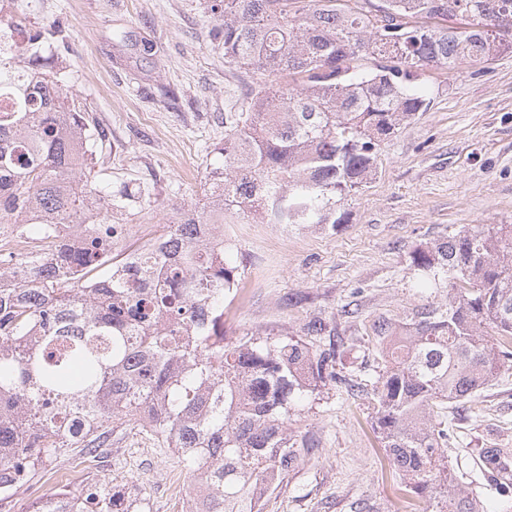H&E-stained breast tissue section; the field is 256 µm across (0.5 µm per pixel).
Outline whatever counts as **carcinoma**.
Wrapping results in <instances>:
<instances>
[{"label":"carcinoma","mask_w":512,"mask_h":512,"mask_svg":"<svg viewBox=\"0 0 512 512\" xmlns=\"http://www.w3.org/2000/svg\"><path fill=\"white\" fill-rule=\"evenodd\" d=\"M298 2L219 0L224 58L292 84L262 87L224 114L209 201L180 210L162 257L145 250L123 268L125 225L105 216L81 249L57 244L49 264L0 250L1 494L136 425L177 451L204 493L200 512H263L264 495L315 448L292 417L342 384L371 387L389 462L425 512H479L448 471L445 409L475 415L478 392L512 367V224L413 254L423 292H438L443 277L448 302L373 324L368 341L384 367L369 385L336 370L334 339L224 335L237 266L224 241L201 242L193 226L247 213L336 230L337 204L372 175L380 143L427 110L421 72L512 48L497 37L512 30V0H384L373 12ZM458 15L465 32L424 23ZM20 32L0 48V94L18 102L0 111V223L34 210L62 222L98 197L79 164L89 133L41 55L42 34ZM23 263L34 270L28 283L10 277ZM57 502L54 512H136L103 482Z\"/></svg>","instance_id":"obj_1"}]
</instances>
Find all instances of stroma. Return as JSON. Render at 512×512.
Listing matches in <instances>:
<instances>
[{
    "instance_id": "35a3bbf8",
    "label": "stroma",
    "mask_w": 512,
    "mask_h": 512,
    "mask_svg": "<svg viewBox=\"0 0 512 512\" xmlns=\"http://www.w3.org/2000/svg\"><path fill=\"white\" fill-rule=\"evenodd\" d=\"M9 17L49 31L45 55L84 112L89 178L115 224H164L176 207L205 202L206 176L222 164L224 114L266 73L225 61L212 0H10ZM428 109L380 145L374 174L340 204L345 224L225 225L239 266L224 302L230 336L303 334L324 322L351 345L375 321H403L422 304L412 263L462 228L512 224V49L490 60L428 69ZM476 417H455L448 465L484 512H512L480 460L482 449H512V369L484 388ZM312 437L306 456L268 496L264 512H419L399 491L365 393L330 389L297 417ZM96 480L123 489L146 512H180L193 481L177 454L128 427L102 454L58 458L0 501V512H30L59 492Z\"/></svg>"
}]
</instances>
